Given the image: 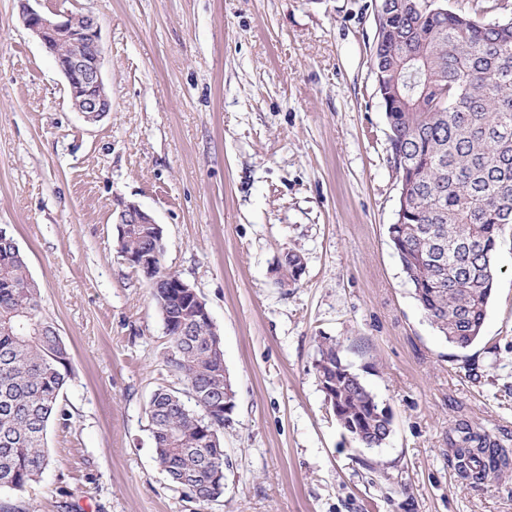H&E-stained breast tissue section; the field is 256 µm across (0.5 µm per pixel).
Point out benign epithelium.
Masks as SVG:
<instances>
[{
    "label": "benign epithelium",
    "mask_w": 512,
    "mask_h": 512,
    "mask_svg": "<svg viewBox=\"0 0 512 512\" xmlns=\"http://www.w3.org/2000/svg\"><path fill=\"white\" fill-rule=\"evenodd\" d=\"M32 1L41 2L22 0L25 27L42 47L47 49L52 43L65 47L66 55L57 66L67 81L72 107L87 124L101 121L112 111V98L102 76L97 19L90 13H84L77 21L68 12H45L34 8L30 5ZM115 223L121 233L127 232L130 224H151L154 229L161 230L154 218L135 203L122 205L115 216ZM157 258V252L143 251L126 255L125 262L137 269L149 270L154 267ZM168 287L183 291L188 295L187 301L200 308V315H208L203 308L202 297L189 283L177 278L169 281Z\"/></svg>",
    "instance_id": "1"
}]
</instances>
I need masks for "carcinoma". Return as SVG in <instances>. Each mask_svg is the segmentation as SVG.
Returning a JSON list of instances; mask_svg holds the SVG:
<instances>
[{
	"instance_id": "obj_1",
	"label": "carcinoma",
	"mask_w": 512,
	"mask_h": 512,
	"mask_svg": "<svg viewBox=\"0 0 512 512\" xmlns=\"http://www.w3.org/2000/svg\"><path fill=\"white\" fill-rule=\"evenodd\" d=\"M379 15L371 65L384 73L389 150L409 204L388 228L413 297L440 336L466 349L483 334L494 290L493 258L512 224V20L480 22L451 10L421 12L416 0H393ZM133 224L117 252L152 243ZM303 262L290 251L277 263L280 282L298 280ZM159 313L172 308L190 334L167 330L165 362L183 389L159 387L146 412L156 460L170 484L202 503L224 496L222 339L213 323L186 310L173 288L153 289ZM316 371L344 432L363 448L390 436L393 416L331 340ZM73 371L66 344L43 312L40 292L16 241L0 243V492H20L49 464L50 422L66 420L63 391ZM457 475L480 483L509 466L486 436L459 426Z\"/></svg>"
}]
</instances>
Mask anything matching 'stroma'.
Returning <instances> with one entry per match:
<instances>
[{"mask_svg": "<svg viewBox=\"0 0 512 512\" xmlns=\"http://www.w3.org/2000/svg\"><path fill=\"white\" fill-rule=\"evenodd\" d=\"M0 0V226L24 253L68 347L67 422L27 512H512V471L472 486L456 429L512 453V227L481 339L448 344L393 251L400 184L370 63L374 0H42L93 14L112 110L86 124L54 59ZM135 203L164 233L162 265L204 298L235 408L224 495L170 485L146 407L178 386L149 281L116 252ZM290 250L304 271L275 268ZM344 358L393 415L363 449L316 372ZM302 267L301 255L297 252L289 251L284 256L283 261L277 263L276 271L280 275V282L287 285L289 282L295 283L298 280V274L300 276L302 273L301 271L298 273V270L302 269Z\"/></svg>", "mask_w": 512, "mask_h": 512, "instance_id": "stroma-1", "label": "stroma"}]
</instances>
